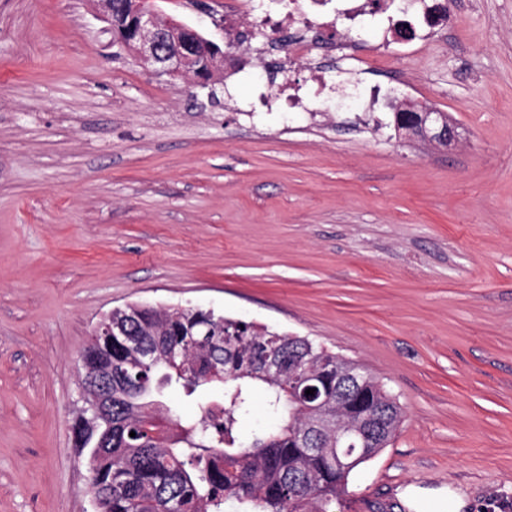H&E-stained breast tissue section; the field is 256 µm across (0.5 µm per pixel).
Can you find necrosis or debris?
<instances>
[{"mask_svg":"<svg viewBox=\"0 0 512 512\" xmlns=\"http://www.w3.org/2000/svg\"><path fill=\"white\" fill-rule=\"evenodd\" d=\"M405 17L391 15V0H288L283 11L266 12L256 18L265 30V53H283L289 66L308 68L318 89L330 87L336 74L323 61L325 52L337 59L357 57L361 45L356 37L370 18L386 16L388 28L382 31L373 57L385 59L392 33L403 34L410 52L457 25L459 17L453 0H405Z\"/></svg>","mask_w":512,"mask_h":512,"instance_id":"obj_1","label":"necrosis or debris"}]
</instances>
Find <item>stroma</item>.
Masks as SVG:
<instances>
[{
	"label": "stroma",
	"mask_w": 512,
	"mask_h": 512,
	"mask_svg": "<svg viewBox=\"0 0 512 512\" xmlns=\"http://www.w3.org/2000/svg\"><path fill=\"white\" fill-rule=\"evenodd\" d=\"M242 0H157L223 43ZM402 64L453 148L325 112L245 115L259 85L308 83L262 56L219 103L115 41L95 0H0V512H93L72 425L76 358L103 313L196 306L358 361L403 411L336 512L512 503V0Z\"/></svg>",
	"instance_id": "35a3bbf8"
}]
</instances>
